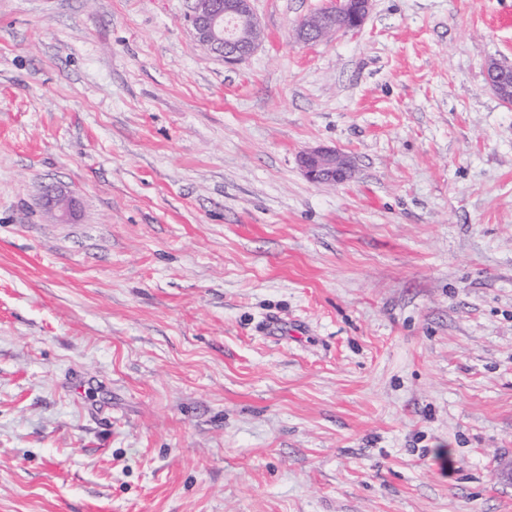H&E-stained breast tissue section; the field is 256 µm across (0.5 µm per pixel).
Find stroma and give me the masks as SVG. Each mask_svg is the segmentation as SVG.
Returning a JSON list of instances; mask_svg holds the SVG:
<instances>
[{
    "label": "stroma",
    "instance_id": "35a3bbf8",
    "mask_svg": "<svg viewBox=\"0 0 512 512\" xmlns=\"http://www.w3.org/2000/svg\"><path fill=\"white\" fill-rule=\"evenodd\" d=\"M325 4L0 0V512H512V0ZM188 22L194 39L209 53L238 64L262 41L252 0H194ZM327 7L303 21L296 30L298 41L327 39L339 32L361 29L372 0H329ZM487 71L491 76L496 77V82H489L491 89L504 101L511 104L512 93V65H506L497 61H491L487 66ZM299 165L314 183L338 185L345 182L352 170L351 157L336 148L316 147L299 156ZM44 198L45 206L50 211L55 212V216L60 222L68 221L73 208V200L71 198L63 195L52 186L46 189Z\"/></svg>",
    "mask_w": 512,
    "mask_h": 512
}]
</instances>
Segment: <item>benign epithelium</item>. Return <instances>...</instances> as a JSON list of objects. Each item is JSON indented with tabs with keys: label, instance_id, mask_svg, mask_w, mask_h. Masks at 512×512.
Masks as SVG:
<instances>
[{
	"label": "benign epithelium",
	"instance_id": "obj_1",
	"mask_svg": "<svg viewBox=\"0 0 512 512\" xmlns=\"http://www.w3.org/2000/svg\"><path fill=\"white\" fill-rule=\"evenodd\" d=\"M372 8V0H329L327 7L303 21L296 39L310 42L327 39L339 32L362 28ZM188 22L194 39L209 53L238 64L250 57L262 41V30L252 0H194ZM487 71L496 77L491 89L504 101H512V65L492 61ZM299 165L314 183L338 185L352 170L351 157L336 148L316 147L299 156ZM45 206L61 222L68 221L73 200L56 188L46 189Z\"/></svg>",
	"mask_w": 512,
	"mask_h": 512
}]
</instances>
